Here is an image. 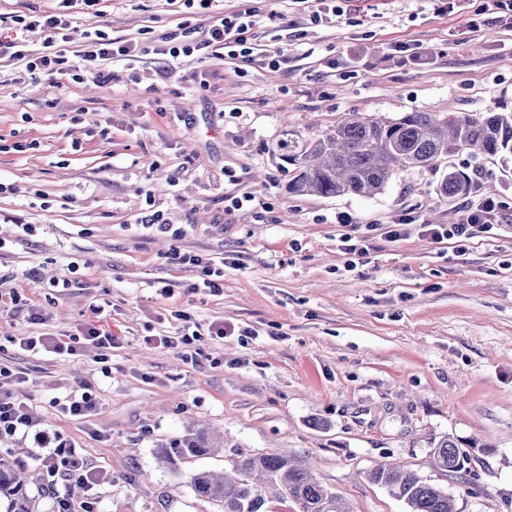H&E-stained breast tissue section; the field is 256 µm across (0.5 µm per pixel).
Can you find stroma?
Instances as JSON below:
<instances>
[{"label":"stroma","instance_id":"obj_1","mask_svg":"<svg viewBox=\"0 0 512 512\" xmlns=\"http://www.w3.org/2000/svg\"><path fill=\"white\" fill-rule=\"evenodd\" d=\"M247 8L260 54L244 70L218 47L164 62L161 48ZM317 8L73 0L67 55L99 29L137 46V61L78 83L0 59V296L27 302L0 309V364L21 375L41 430L108 474L97 512H220L189 475L224 469L226 451L177 471L155 457L193 422L308 460L351 512H407L368 480L381 463L453 494L456 512H512V165L461 153L370 197L295 196L281 150L352 111L511 110L512 27L471 31L467 14L437 15L432 0H344L316 22ZM450 170L471 177L467 194L440 195ZM487 183L496 225L462 243L431 239L428 225L459 222ZM245 192L251 202L227 209ZM153 214L160 225L147 224ZM346 238L363 254L343 253ZM176 251L223 268L220 293L203 287L202 266L170 262ZM93 305L118 338L104 358L81 339ZM219 324L223 337L210 335ZM185 326L196 345L159 344ZM46 334L77 337L76 353L18 345ZM83 391L97 402L88 415L52 405ZM446 434L471 445L468 470L435 466L431 444ZM38 450L31 432L0 438L50 512Z\"/></svg>","mask_w":512,"mask_h":512}]
</instances>
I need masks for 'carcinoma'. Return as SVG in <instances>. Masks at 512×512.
I'll use <instances>...</instances> for the list:
<instances>
[{"mask_svg":"<svg viewBox=\"0 0 512 512\" xmlns=\"http://www.w3.org/2000/svg\"><path fill=\"white\" fill-rule=\"evenodd\" d=\"M284 157L298 166L288 186L295 195L372 196L396 174L435 170L443 160L460 152L512 161V110L507 112H406L387 120L356 113L341 119L334 129L314 141L288 139ZM471 187L466 174L450 171L440 181L439 192L453 197ZM215 452L213 438L202 427L160 445L159 463L167 469ZM439 468L458 472L470 454L451 436L433 443ZM233 475L208 471L190 474L196 496L215 501L222 512H270L275 498L295 504L297 512H350L336 493L322 486L310 469L286 455L254 454L234 450L229 458ZM368 478L404 502L408 512H455L453 499L417 473L399 465L379 464ZM0 500L7 512H40L38 498L13 464L0 457Z\"/></svg>","mask_w":512,"mask_h":512,"instance_id":"carcinoma-1","label":"carcinoma"}]
</instances>
